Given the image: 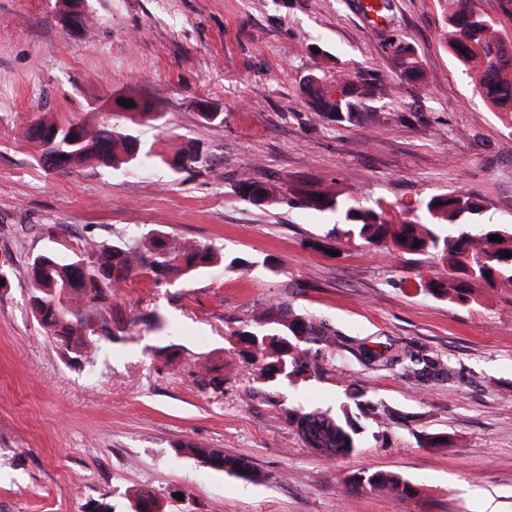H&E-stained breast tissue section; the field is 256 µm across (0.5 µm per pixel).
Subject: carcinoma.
Segmentation results:
<instances>
[{
  "mask_svg": "<svg viewBox=\"0 0 512 512\" xmlns=\"http://www.w3.org/2000/svg\"><path fill=\"white\" fill-rule=\"evenodd\" d=\"M443 36L448 47L480 90L488 104L504 114L512 127V44H505L494 21L479 11L475 0H442ZM392 56L407 78L423 75L420 59L410 45L391 44ZM336 92L327 90L323 77L304 81V91L317 115L329 121L353 125L360 121L362 105L368 99L388 93L387 85L374 72L355 67L336 72ZM137 112H125L129 120L159 118L151 104L129 97ZM28 139L39 148V161L61 170L75 167L132 163L149 160L153 154L140 153V144L128 136L114 134L105 123H61L48 114L38 115L27 128ZM199 153L181 149L162 161L173 168L197 163ZM248 200L259 198L258 205L277 202L275 189L248 179L239 181ZM298 205L336 214L337 223L349 226L348 233L370 245L387 242L406 255L437 251L445 260L448 273L424 284L438 298L459 303L470 299L472 282L512 283V228L502 224L477 223L484 205L474 192H454L428 198L422 204L428 222L395 221L382 205L365 207L360 199L344 197L331 188L302 185L294 188ZM323 199H318V196ZM491 235L502 241L494 242ZM218 259L207 248L179 244L160 230L147 233V239L112 246L91 245L81 256L65 258L56 253L41 254L30 268L34 283L29 298L32 313L64 355L91 361L95 345L110 339L113 329L124 322L112 297L120 286L145 276L158 286L172 279H189L205 265ZM243 346L239 355L248 365H258L257 378L279 385L298 379H319L325 371L308 345L334 343L336 331L323 321L282 303L268 304L251 322L232 332ZM383 365L405 378L429 383L449 378L450 370L441 361L421 352L401 350L379 358ZM365 390L347 393L353 406L344 405L332 417L319 412H301L284 407L281 412L296 425L309 447L330 456L344 455L359 448L362 427L353 420L352 409L363 410ZM177 451L209 464V468L236 478L256 482L260 473L244 458L226 457L217 449L185 444ZM367 485L396 499L417 496L418 489L400 475L375 471L346 482V487Z\"/></svg>",
  "mask_w": 512,
  "mask_h": 512,
  "instance_id": "cac0c4a2",
  "label": "carcinoma"
}]
</instances>
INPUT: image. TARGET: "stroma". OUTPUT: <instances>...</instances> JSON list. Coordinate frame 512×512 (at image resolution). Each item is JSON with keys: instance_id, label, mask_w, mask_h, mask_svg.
<instances>
[{"instance_id": "1", "label": "stroma", "mask_w": 512, "mask_h": 512, "mask_svg": "<svg viewBox=\"0 0 512 512\" xmlns=\"http://www.w3.org/2000/svg\"><path fill=\"white\" fill-rule=\"evenodd\" d=\"M409 43L423 76L405 78L390 44ZM373 69L394 88L356 125L321 119L308 75ZM151 101L162 121L111 117L115 97ZM206 101L222 121H205ZM48 108L92 118L199 163L51 170L25 130ZM280 192L330 186L426 222L419 204L469 190L482 222L512 225V128L475 90L442 35L439 0H0V512H512V285H472L461 304L424 291L439 256L348 238L334 215L284 201L256 206L239 182ZM159 229L224 253L190 280L125 285L126 325L94 363L66 360L29 305L35 256L138 240ZM245 270L227 267L228 259ZM287 302L337 331L320 379L260 391L232 332ZM413 349L450 380L400 377L364 351ZM224 389L201 384L200 365ZM359 383L375 406L361 444L307 447L281 406L333 414ZM447 439L432 448L428 439ZM191 444L242 457L254 484L180 456ZM384 471L418 487L389 499L347 491Z\"/></svg>"}]
</instances>
